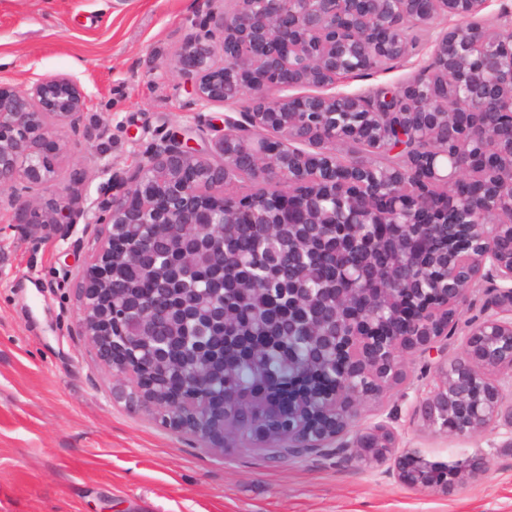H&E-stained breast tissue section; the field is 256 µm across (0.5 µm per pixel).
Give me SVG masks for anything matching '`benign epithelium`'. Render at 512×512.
<instances>
[{
    "label": "benign epithelium",
    "mask_w": 512,
    "mask_h": 512,
    "mask_svg": "<svg viewBox=\"0 0 512 512\" xmlns=\"http://www.w3.org/2000/svg\"><path fill=\"white\" fill-rule=\"evenodd\" d=\"M488 0H200L205 20L186 35L169 68L190 83L198 110L231 104L214 128L211 149L188 140L154 143L145 160L111 171L87 217L78 193L22 197L59 183L58 132L80 121L91 101L68 74L17 90L0 86V207H15L21 224L61 238L73 225H94L97 247L83 267L76 322L98 361L112 372L122 399L135 377L125 353L150 331L121 327L112 310L102 325L93 282L109 260L114 224L148 232L177 224H289L288 254L317 244L354 260L336 265L331 288H308L297 271L288 288V325L313 350L293 380L312 388L287 408L249 406L224 365V395L212 398L206 375L178 378L197 403L164 393L171 375L142 369L136 409L174 431L233 436L253 446L274 439L293 448L336 453L412 489L453 493L489 471L484 458L444 467L399 448L390 418L359 424L408 377L406 359L435 354L430 384L410 405L412 422L430 434L475 436L504 428L512 447V8L488 24ZM456 19L431 44L428 64L410 82L369 94L336 92L342 80L397 62L411 49L404 22L427 26ZM316 92L305 93L303 89ZM270 189L247 199L233 193L242 178ZM288 189H283V185ZM490 291L488 314L471 323L459 355L440 347L455 333L472 290Z\"/></svg>",
    "instance_id": "1"
}]
</instances>
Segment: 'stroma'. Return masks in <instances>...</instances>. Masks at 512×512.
Returning <instances> with one entry per match:
<instances>
[{
    "label": "stroma",
    "instance_id": "stroma-1",
    "mask_svg": "<svg viewBox=\"0 0 512 512\" xmlns=\"http://www.w3.org/2000/svg\"><path fill=\"white\" fill-rule=\"evenodd\" d=\"M197 0H0V84L25 88L53 74L91 96L77 128L59 137L60 182L96 210L102 163L134 167L148 146L182 135L206 150L225 110L200 112L168 63L199 20ZM438 18L417 49L388 70L347 78L338 91L367 93L411 80ZM92 229L67 239L0 212V512H512V454L490 429L446 438L419 430L409 407L430 381L414 357L409 379L385 401L402 444L446 466L488 458L480 481L452 495L407 488L335 452L205 444L118 402L75 314Z\"/></svg>",
    "mask_w": 512,
    "mask_h": 512
}]
</instances>
